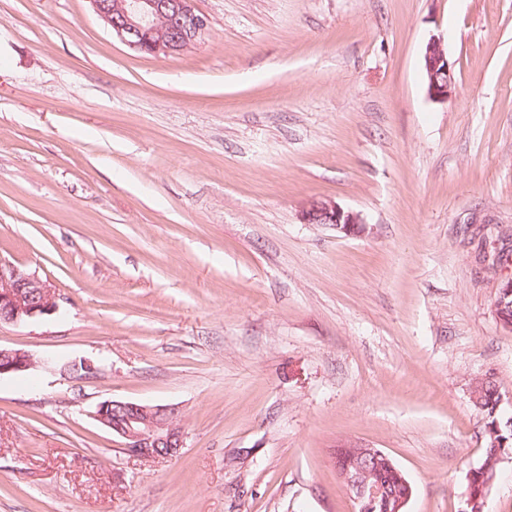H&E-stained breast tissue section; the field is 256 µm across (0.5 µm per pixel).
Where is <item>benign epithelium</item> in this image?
<instances>
[{
    "mask_svg": "<svg viewBox=\"0 0 512 512\" xmlns=\"http://www.w3.org/2000/svg\"><path fill=\"white\" fill-rule=\"evenodd\" d=\"M97 17L129 48L142 55H179L194 45L208 28L207 19L195 9V0H88ZM423 68L430 77L426 94L430 101L445 103L455 90L453 64L441 38L425 43ZM306 224H329L349 236L361 232V215L322 200L302 210ZM58 310L52 285L33 273L0 260V323L18 324L52 315ZM34 365L25 351L0 347V376L27 371ZM172 406L143 402L105 400L93 417L124 440L127 452L143 459H175L185 447L184 433ZM512 450L495 444L491 456L468 476L464 512H484L487 490L496 466ZM396 474L402 493L388 489L377 474ZM336 471L352 492L358 512H406L412 497L411 484L403 471L379 448L350 446L341 449Z\"/></svg>",
    "mask_w": 512,
    "mask_h": 512,
    "instance_id": "7a95c632",
    "label": "benign epithelium"
}]
</instances>
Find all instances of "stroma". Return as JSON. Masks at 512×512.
<instances>
[{"label": "stroma", "mask_w": 512, "mask_h": 512, "mask_svg": "<svg viewBox=\"0 0 512 512\" xmlns=\"http://www.w3.org/2000/svg\"><path fill=\"white\" fill-rule=\"evenodd\" d=\"M195 6L158 58L88 0H0V259L59 305L0 324L38 361L0 377V512H355L350 445L407 512H463L476 382L512 414V0ZM314 199L362 231L304 223ZM112 399L176 407L180 457L130 455ZM423 68L430 77L426 94L430 101L445 103L455 90L453 64L448 59L440 37L431 36L425 43ZM339 450L341 461L336 459V471L352 492L358 511L407 512L406 507L413 494L411 484L383 450L362 446H349ZM384 470L396 474L399 484L406 488L403 493L392 492L377 479V474ZM394 473H385L381 478L395 485L397 478Z\"/></svg>", "instance_id": "stroma-1"}]
</instances>
